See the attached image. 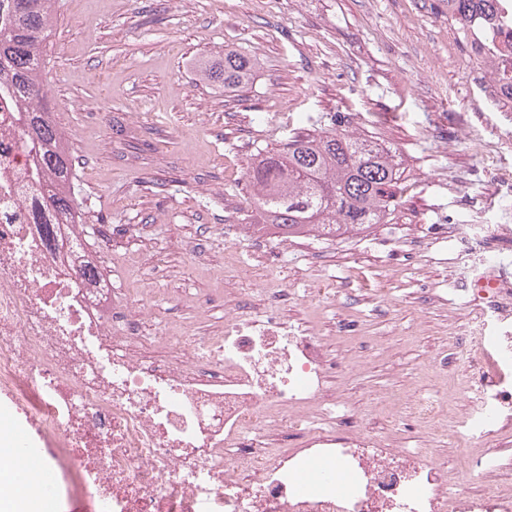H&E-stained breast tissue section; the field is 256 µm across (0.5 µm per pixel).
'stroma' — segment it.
Here are the masks:
<instances>
[{
  "label": "stroma",
  "instance_id": "1",
  "mask_svg": "<svg viewBox=\"0 0 512 512\" xmlns=\"http://www.w3.org/2000/svg\"><path fill=\"white\" fill-rule=\"evenodd\" d=\"M254 64L224 85V56ZM45 87L77 168L85 239L161 329L220 336L247 288H291L285 320L322 338V407L340 430L419 452L481 492L462 444L388 421L381 397L467 412L437 367L467 328L460 235L512 211V105L448 33V0H56ZM375 138L401 172L384 223L323 239L253 214L250 166L293 134Z\"/></svg>",
  "mask_w": 512,
  "mask_h": 512
}]
</instances>
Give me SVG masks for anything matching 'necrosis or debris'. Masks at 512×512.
<instances>
[{
    "label": "necrosis or debris",
    "mask_w": 512,
    "mask_h": 512,
    "mask_svg": "<svg viewBox=\"0 0 512 512\" xmlns=\"http://www.w3.org/2000/svg\"><path fill=\"white\" fill-rule=\"evenodd\" d=\"M467 29L471 57L512 71V7ZM503 230L477 225L469 247V332L451 344L469 371V412L448 420L439 400L414 398L400 414L429 423L438 443L482 440L512 419V281L486 271L483 252ZM75 232L46 203L18 102L0 95V396L55 472L60 512H512L494 449L469 458L484 484L474 495L419 454L314 413L324 345L278 312L287 289H250L223 335L162 334L175 360L138 354L145 300L88 279L102 255L71 248ZM271 428L302 448H268ZM312 460L337 465L348 488L323 477L301 490Z\"/></svg>",
    "instance_id": "necrosis-or-debris-1"
}]
</instances>
